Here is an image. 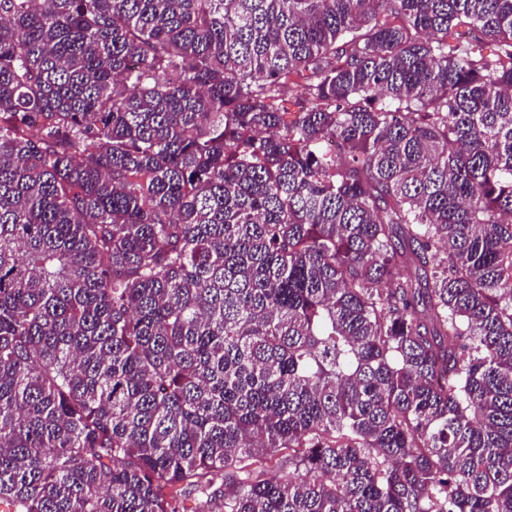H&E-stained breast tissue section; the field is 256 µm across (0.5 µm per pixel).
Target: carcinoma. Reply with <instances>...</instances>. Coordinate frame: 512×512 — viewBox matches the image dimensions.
Returning a JSON list of instances; mask_svg holds the SVG:
<instances>
[{
  "mask_svg": "<svg viewBox=\"0 0 512 512\" xmlns=\"http://www.w3.org/2000/svg\"><path fill=\"white\" fill-rule=\"evenodd\" d=\"M191 497L512 512V0H0V502Z\"/></svg>",
  "mask_w": 512,
  "mask_h": 512,
  "instance_id": "1",
  "label": "carcinoma"
}]
</instances>
